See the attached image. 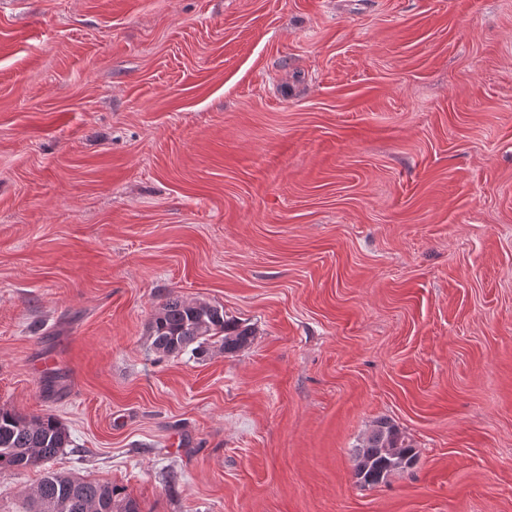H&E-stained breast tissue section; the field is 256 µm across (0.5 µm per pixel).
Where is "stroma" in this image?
I'll return each instance as SVG.
<instances>
[{
  "instance_id": "obj_1",
  "label": "stroma",
  "mask_w": 512,
  "mask_h": 512,
  "mask_svg": "<svg viewBox=\"0 0 512 512\" xmlns=\"http://www.w3.org/2000/svg\"><path fill=\"white\" fill-rule=\"evenodd\" d=\"M0 408L70 434L0 512H512V0H0ZM152 347L162 355L178 357L189 347L206 352L219 345L226 354H234L251 344L252 328L224 315V310L179 297L163 302L150 322ZM415 455L412 440L394 422L381 418L355 450V476L360 483L375 486L411 466ZM16 512H140L138 503L110 483L47 471Z\"/></svg>"
}]
</instances>
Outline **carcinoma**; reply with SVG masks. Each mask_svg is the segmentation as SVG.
I'll list each match as a JSON object with an SVG mask.
<instances>
[{
  "label": "carcinoma",
  "mask_w": 512,
  "mask_h": 512,
  "mask_svg": "<svg viewBox=\"0 0 512 512\" xmlns=\"http://www.w3.org/2000/svg\"><path fill=\"white\" fill-rule=\"evenodd\" d=\"M152 347L177 357L187 350L206 352L217 345L234 354L251 344L252 328L224 315V310L179 297L163 302L150 322ZM70 443L66 429L53 415L28 419L0 408V472L42 467ZM412 440L394 422L381 418L355 450L358 481L367 486L412 465ZM18 512H140L138 503L110 483L48 471L27 493Z\"/></svg>",
  "instance_id": "obj_1"
}]
</instances>
